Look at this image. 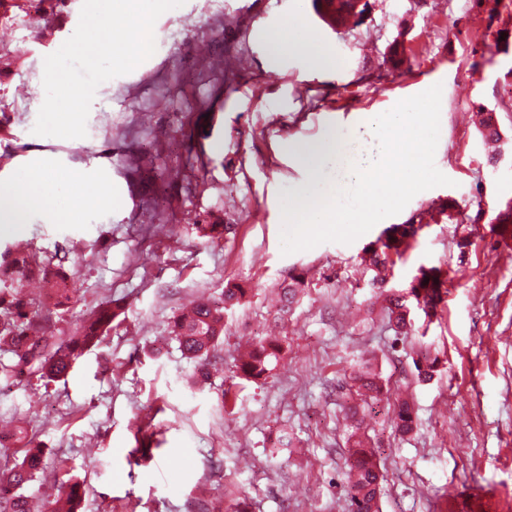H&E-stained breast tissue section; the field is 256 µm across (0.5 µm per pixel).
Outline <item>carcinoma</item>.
<instances>
[{"instance_id": "cac0c4a2", "label": "carcinoma", "mask_w": 512, "mask_h": 512, "mask_svg": "<svg viewBox=\"0 0 512 512\" xmlns=\"http://www.w3.org/2000/svg\"><path fill=\"white\" fill-rule=\"evenodd\" d=\"M479 124L485 137L493 139L500 136L493 113H480ZM418 231L419 228L413 224L387 227L367 249L368 265L377 269L393 262L395 256L402 257ZM65 260L64 256L56 262L50 258L42 259L22 248H7L0 252V348L16 357V362L5 366L3 371L49 380L63 377L79 357L98 346L112 328V323L124 313L123 304L109 299L83 321L76 335L58 341L46 334L41 322L42 308L49 300L54 301V306L64 308L74 292L70 286L71 276L64 266ZM19 276L44 281L49 288L46 299L26 298L7 287ZM445 283L441 268H422L408 288L407 295L389 299L388 316L396 334L408 332L410 308L407 302L411 299L422 307L426 317L436 315L443 301ZM306 286L305 277L300 275L283 282V313H288L297 289ZM245 294L246 289L241 285L228 282L224 286L222 304L201 303L175 316L172 321V334L176 336L183 354L197 361V376L203 381L208 380L209 367L212 366L209 353L224 335V315L240 303ZM280 352L281 347L275 341L265 339L255 343L247 359L237 365V374L247 381L265 377L272 370V364L279 360ZM354 381L358 388L367 392L379 391L375 374L362 365L354 370ZM348 410L354 422L345 473L350 512H379L380 485L386 481V476L377 465L375 449L361 433L363 407L351 404ZM414 424L413 408L404 401L398 408L396 430L408 434L414 429ZM15 435L20 445L15 450L14 463L5 469L0 468V487L7 488L5 493H0V512H31L29 496L23 493V489L45 468V453L43 445L23 435V431L19 430ZM82 495L80 483L71 479L57 497L43 502L41 512H79Z\"/></svg>"}]
</instances>
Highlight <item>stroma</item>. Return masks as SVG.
Wrapping results in <instances>:
<instances>
[{"instance_id": "stroma-1", "label": "stroma", "mask_w": 512, "mask_h": 512, "mask_svg": "<svg viewBox=\"0 0 512 512\" xmlns=\"http://www.w3.org/2000/svg\"><path fill=\"white\" fill-rule=\"evenodd\" d=\"M371 4L339 31L313 0H185L157 19L149 59L99 85L86 137L63 139L32 129L44 59L75 32L82 0H43L36 12L0 0V180H25L52 210L0 226V251H68L75 298L47 313L58 338L103 300L126 307L66 377L0 373V431L19 423L36 436L49 461L42 481L78 479L82 512H348L345 414L363 357L392 391L365 410L387 477L380 512H512V249L495 221L512 205V51L496 46L512 16L495 0ZM275 31L291 43L272 67L265 36ZM394 42L405 56L396 70L383 62ZM314 50L335 71L314 70ZM436 84L434 162L450 185L418 193L352 243L282 254L281 198L336 175L329 160L306 167L299 147L337 130L351 158L367 156L370 121ZM481 107L495 111L500 142L476 126ZM83 170L111 205L82 206ZM446 200L451 219L425 225L374 285L365 248ZM198 224L234 230L209 241ZM432 266L448 272L437 316L412 310L408 336L396 335L385 295ZM292 272L309 286L283 316L276 292ZM229 281L248 293L227 312L220 368L198 389L170 323L195 299L219 300ZM273 334L282 354L269 375L236 377L239 355ZM421 354L440 361L432 377L417 375ZM400 396L416 420L405 436L393 427ZM472 487L490 501L462 500Z\"/></svg>"}]
</instances>
